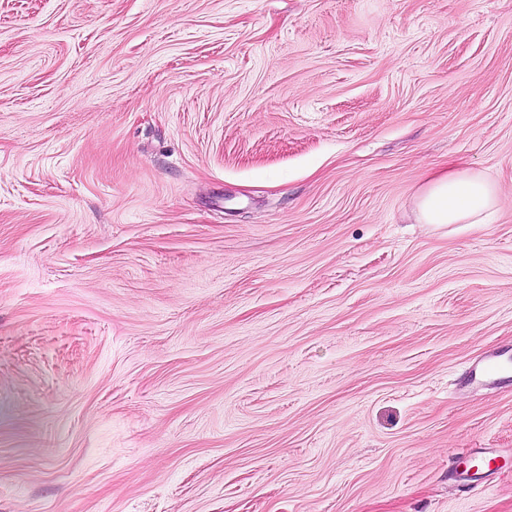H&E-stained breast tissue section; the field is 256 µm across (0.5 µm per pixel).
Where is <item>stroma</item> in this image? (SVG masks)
<instances>
[{
  "instance_id": "35a3bbf8",
  "label": "stroma",
  "mask_w": 512,
  "mask_h": 512,
  "mask_svg": "<svg viewBox=\"0 0 512 512\" xmlns=\"http://www.w3.org/2000/svg\"><path fill=\"white\" fill-rule=\"evenodd\" d=\"M498 346L512 0H0V512H512ZM495 183L471 169L432 173L415 197L420 224H482L499 206Z\"/></svg>"
}]
</instances>
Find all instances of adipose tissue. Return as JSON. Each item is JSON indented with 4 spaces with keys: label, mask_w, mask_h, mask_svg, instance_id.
I'll use <instances>...</instances> for the list:
<instances>
[{
    "label": "adipose tissue",
    "mask_w": 512,
    "mask_h": 512,
    "mask_svg": "<svg viewBox=\"0 0 512 512\" xmlns=\"http://www.w3.org/2000/svg\"><path fill=\"white\" fill-rule=\"evenodd\" d=\"M498 206L493 181L458 167L430 174L415 197V214L421 224H480Z\"/></svg>",
    "instance_id": "ef3b65f1"
}]
</instances>
